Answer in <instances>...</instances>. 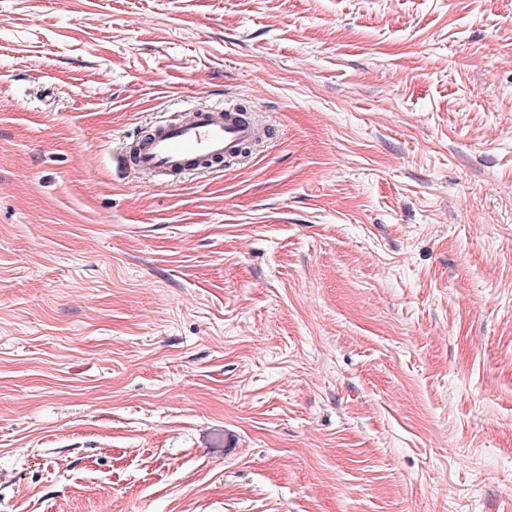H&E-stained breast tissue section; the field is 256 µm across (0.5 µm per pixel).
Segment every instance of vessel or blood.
Listing matches in <instances>:
<instances>
[{
  "mask_svg": "<svg viewBox=\"0 0 512 512\" xmlns=\"http://www.w3.org/2000/svg\"><path fill=\"white\" fill-rule=\"evenodd\" d=\"M258 134L253 118L241 110L190 107L177 121L158 122L154 132L122 158L121 165L129 172L166 175L237 155Z\"/></svg>",
  "mask_w": 512,
  "mask_h": 512,
  "instance_id": "vessel-or-blood-1",
  "label": "vessel or blood"
}]
</instances>
